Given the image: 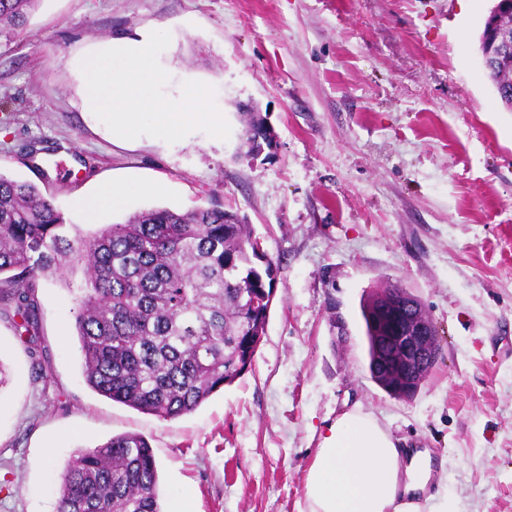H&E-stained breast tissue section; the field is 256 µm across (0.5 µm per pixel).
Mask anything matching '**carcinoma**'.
Returning <instances> with one entry per match:
<instances>
[{"label":"carcinoma","mask_w":512,"mask_h":512,"mask_svg":"<svg viewBox=\"0 0 512 512\" xmlns=\"http://www.w3.org/2000/svg\"><path fill=\"white\" fill-rule=\"evenodd\" d=\"M38 0H0V35ZM38 188L0 172V314L39 336L40 279L80 266L75 329L86 383L162 419L197 409L247 372L265 335L278 265L245 219L218 204L152 208L83 235ZM56 512H161L148 440L80 449Z\"/></svg>","instance_id":"carcinoma-1"}]
</instances>
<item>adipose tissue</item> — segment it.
Returning <instances> with one entry per match:
<instances>
[{"label":"adipose tissue","mask_w":512,"mask_h":512,"mask_svg":"<svg viewBox=\"0 0 512 512\" xmlns=\"http://www.w3.org/2000/svg\"><path fill=\"white\" fill-rule=\"evenodd\" d=\"M139 190L135 183L105 184L79 206L96 221ZM431 473L429 451L402 454L399 440L357 406L321 436L307 482L306 512H419L414 499Z\"/></svg>","instance_id":"1"}]
</instances>
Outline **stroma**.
I'll return each mask as SVG.
<instances>
[{
  "label": "stroma",
  "instance_id": "35a3bbf8",
  "mask_svg": "<svg viewBox=\"0 0 512 512\" xmlns=\"http://www.w3.org/2000/svg\"><path fill=\"white\" fill-rule=\"evenodd\" d=\"M495 0H38L0 37V171L34 182L70 223L101 182L161 183L104 218L212 203L245 215L280 266L249 371L162 419L82 373L73 288L42 280L37 348L0 315V512H55L79 449L147 438L172 512H304L326 424L361 406L410 448L447 458L455 512H512V112L480 62ZM165 31L168 96L216 89L228 139L113 134L83 101V59ZM270 147H243L240 107ZM40 152L27 160L29 143ZM418 298L442 354L410 399L369 371L361 304L385 284ZM53 382L36 378L35 362Z\"/></svg>",
  "mask_w": 512,
  "mask_h": 512
}]
</instances>
